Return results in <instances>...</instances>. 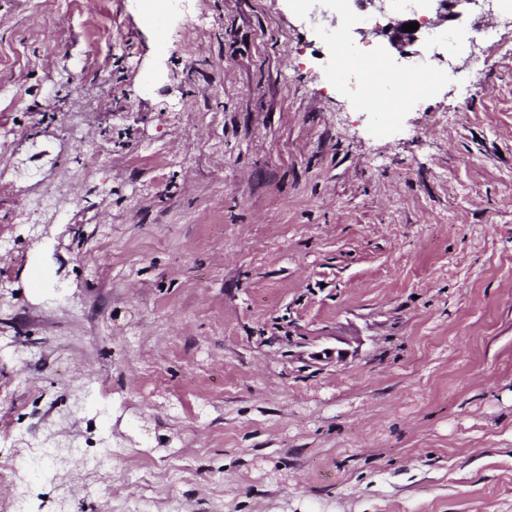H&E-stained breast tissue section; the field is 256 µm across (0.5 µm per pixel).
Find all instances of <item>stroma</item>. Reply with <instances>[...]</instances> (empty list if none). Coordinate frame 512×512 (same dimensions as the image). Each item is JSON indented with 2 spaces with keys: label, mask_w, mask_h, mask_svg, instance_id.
I'll return each instance as SVG.
<instances>
[{
  "label": "stroma",
  "mask_w": 512,
  "mask_h": 512,
  "mask_svg": "<svg viewBox=\"0 0 512 512\" xmlns=\"http://www.w3.org/2000/svg\"><path fill=\"white\" fill-rule=\"evenodd\" d=\"M151 4L0 0V512H512V17ZM433 57L434 56H430L426 59H423L421 61L422 65L415 69L416 72H423L427 74L428 82L425 84H409V77L413 75V69L411 68L399 73L389 72L387 63L381 56H373L368 65L378 68L382 71L383 78L381 81H383V83L388 80L397 82L406 98H421L429 92L434 84L447 81L448 70L452 69L450 62H448V65L446 66L440 65L435 61V59H433Z\"/></svg>",
  "instance_id": "stroma-1"
}]
</instances>
